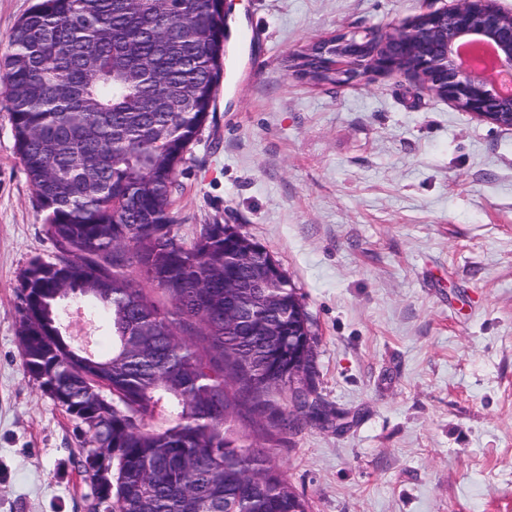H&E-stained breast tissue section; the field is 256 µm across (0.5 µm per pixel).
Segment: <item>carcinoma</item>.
I'll use <instances>...</instances> for the list:
<instances>
[{"label":"carcinoma","instance_id":"cac0c4a2","mask_svg":"<svg viewBox=\"0 0 512 512\" xmlns=\"http://www.w3.org/2000/svg\"><path fill=\"white\" fill-rule=\"evenodd\" d=\"M224 77V17L214 0H37L0 55V96L55 261L20 274V349L29 377L76 421L89 512H309L266 452L237 430L254 415L294 430L318 406L269 395L288 387V360L310 344L260 347L273 306L226 288L243 238L204 224L172 233L175 176ZM281 275L277 306L297 297ZM169 306L151 301L145 286ZM80 291L109 335L96 354L69 331L63 296ZM250 301L252 318L224 308ZM112 455L96 484L89 449Z\"/></svg>","mask_w":512,"mask_h":512}]
</instances>
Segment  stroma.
Instances as JSON below:
<instances>
[{"instance_id": "35a3bbf8", "label": "stroma", "mask_w": 512, "mask_h": 512, "mask_svg": "<svg viewBox=\"0 0 512 512\" xmlns=\"http://www.w3.org/2000/svg\"><path fill=\"white\" fill-rule=\"evenodd\" d=\"M432 1L231 0L215 107L176 174V238L235 225L309 317L322 416L263 448L310 512H512V129L404 77L316 87L288 67ZM44 218L0 99V512L92 499L76 424L20 355L19 275L57 253Z\"/></svg>"}]
</instances>
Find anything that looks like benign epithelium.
I'll return each mask as SVG.
<instances>
[{"mask_svg": "<svg viewBox=\"0 0 512 512\" xmlns=\"http://www.w3.org/2000/svg\"><path fill=\"white\" fill-rule=\"evenodd\" d=\"M462 44H489L496 69L512 79V13L495 0H454L451 7L429 8L409 22L386 30L364 28L342 32L290 56V69L309 80L312 71L334 75L320 85H349L370 76H404L422 89L497 126L512 129V94L501 93L485 70L457 59ZM234 288L262 290L278 271L273 257L258 259L264 247L243 243Z\"/></svg>", "mask_w": 512, "mask_h": 512, "instance_id": "obj_1", "label": "benign epithelium"}]
</instances>
